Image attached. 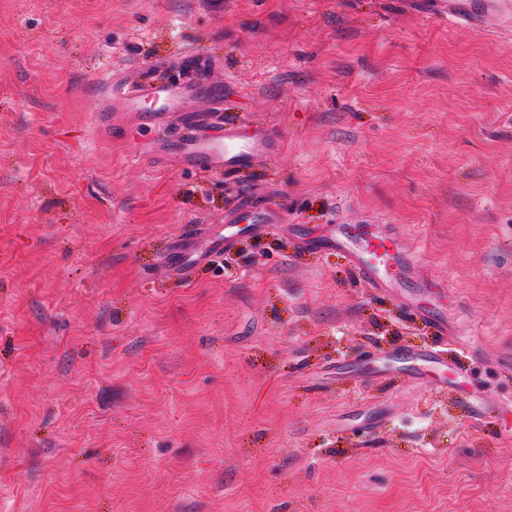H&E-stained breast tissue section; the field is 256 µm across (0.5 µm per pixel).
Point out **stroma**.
Returning a JSON list of instances; mask_svg holds the SVG:
<instances>
[{"instance_id":"stroma-1","label":"stroma","mask_w":512,"mask_h":512,"mask_svg":"<svg viewBox=\"0 0 512 512\" xmlns=\"http://www.w3.org/2000/svg\"><path fill=\"white\" fill-rule=\"evenodd\" d=\"M276 120L232 177L132 162L117 70ZM288 212L172 275L240 196ZM394 224L451 293L496 416L353 366L431 344L299 229ZM512 33L422 0H0V512H512Z\"/></svg>"}]
</instances>
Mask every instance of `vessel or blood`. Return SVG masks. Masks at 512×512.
<instances>
[{"label":"vessel or blood","mask_w":512,"mask_h":512,"mask_svg":"<svg viewBox=\"0 0 512 512\" xmlns=\"http://www.w3.org/2000/svg\"><path fill=\"white\" fill-rule=\"evenodd\" d=\"M430 8L443 21L476 28L484 16L492 15L502 30L512 29V0H432ZM99 82L107 93L97 118L117 111L139 113L141 123L155 131L145 144L147 154L162 165L228 176L252 169L259 161L275 159L282 150L281 134L271 124L210 122L186 111V100L199 94L197 86L150 80L140 84L131 96L115 75L101 76ZM171 113L180 118L179 129L173 135L165 124ZM286 221L285 212L265 209L245 198L225 212L222 225L212 224L192 237L173 241L163 261L170 272L181 274L232 248L240 237L268 232L273 225ZM296 248L301 253L315 251L343 257L360 280L376 292L401 295L415 318L431 324L437 334L447 335L448 316L443 304L448 297V283L409 249L397 226L329 224L303 231ZM469 348L470 339L466 336L451 345L436 343L416 350L396 347L388 356L389 376L455 383L470 416L482 420L488 413L487 402L477 390L466 386Z\"/></svg>","instance_id":"1"}]
</instances>
